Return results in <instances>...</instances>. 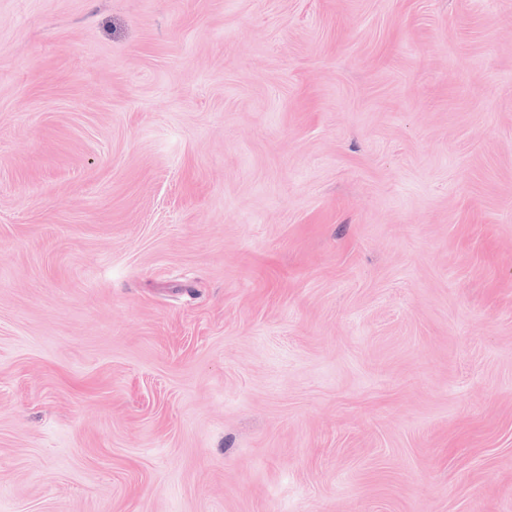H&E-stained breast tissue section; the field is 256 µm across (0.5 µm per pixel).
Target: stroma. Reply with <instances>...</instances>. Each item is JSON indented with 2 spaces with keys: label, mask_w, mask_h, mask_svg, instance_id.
<instances>
[{
  "label": "stroma",
  "mask_w": 512,
  "mask_h": 512,
  "mask_svg": "<svg viewBox=\"0 0 512 512\" xmlns=\"http://www.w3.org/2000/svg\"><path fill=\"white\" fill-rule=\"evenodd\" d=\"M0 512H512V0H0Z\"/></svg>",
  "instance_id": "35a3bbf8"
}]
</instances>
